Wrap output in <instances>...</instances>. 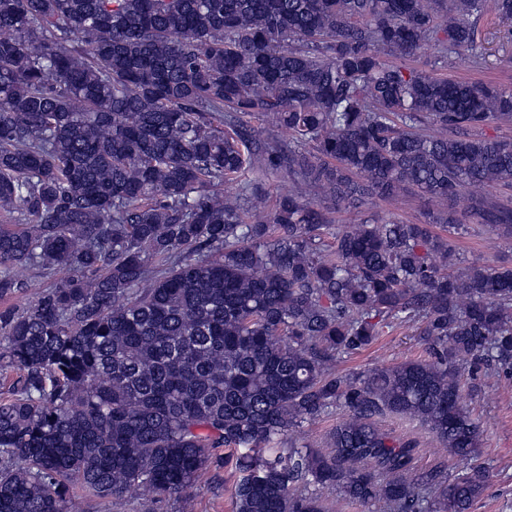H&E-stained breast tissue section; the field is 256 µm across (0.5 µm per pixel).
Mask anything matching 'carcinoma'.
Here are the masks:
<instances>
[{"mask_svg":"<svg viewBox=\"0 0 512 512\" xmlns=\"http://www.w3.org/2000/svg\"><path fill=\"white\" fill-rule=\"evenodd\" d=\"M486 0H0V512H82L131 488L188 496L232 462L235 512H329L320 490L381 512H471L479 423L468 359L512 375V267L455 269L458 205L512 238V87L390 61L428 42L485 57ZM272 116L291 142L260 141ZM288 180L265 224V179ZM234 182L227 196L222 187ZM445 201L429 224L330 210ZM429 358L332 371L392 320ZM326 455L273 448L332 409ZM420 420L460 472L415 471L381 413ZM224 454H219V451ZM300 483L308 489L297 491ZM23 278L27 282V288L25 292L18 297L11 299L5 303L0 302V311L8 307L23 306L26 301H31L40 291L47 288L50 285V279L45 275L37 272V270L27 269L24 271Z\"/></svg>","mask_w":512,"mask_h":512,"instance_id":"1","label":"carcinoma"}]
</instances>
